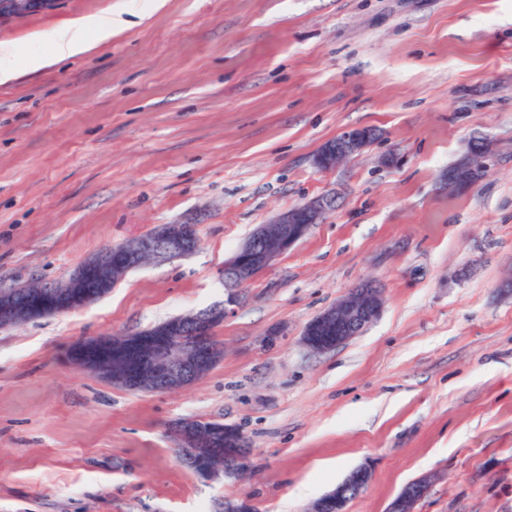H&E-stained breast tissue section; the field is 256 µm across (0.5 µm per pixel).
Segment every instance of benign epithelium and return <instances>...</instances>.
I'll return each instance as SVG.
<instances>
[{
  "label": "benign epithelium",
  "instance_id": "1",
  "mask_svg": "<svg viewBox=\"0 0 512 512\" xmlns=\"http://www.w3.org/2000/svg\"><path fill=\"white\" fill-rule=\"evenodd\" d=\"M56 0H0V21L39 8ZM380 137L372 128L347 130L326 142L316 156L319 168H336L347 158L369 148ZM485 147H470L464 161L448 170L445 186L462 192L475 184L474 170H487ZM333 206L321 196L277 214L255 231L224 262V304L205 312L179 315L166 322L136 331L117 342L110 336L86 339L71 349V357L82 371L94 373L114 386L129 391L157 393L176 391L198 380V370L216 366L224 357V346L212 343L214 330L241 303L245 288L280 255L302 240ZM197 234H188L182 224H162L149 233L100 251L82 261L68 278L53 285L46 295L30 291L26 301L11 290H0V324L15 326L23 318L34 319L46 312L60 313L85 308L116 287L126 274L148 261L163 262L193 254L199 247ZM382 293L378 285L365 281L336 305L313 318L303 331V343L323 353L360 335L380 315ZM175 438L178 461L206 481L238 477L250 455L244 435L234 426L216 420L185 419L169 427ZM224 450V467L213 464V456ZM371 470L361 466L344 482L314 502L310 512H347L353 494L365 489ZM428 482L421 479L404 487L388 512H414L426 495ZM224 512H255L249 497L224 500Z\"/></svg>",
  "mask_w": 512,
  "mask_h": 512
}]
</instances>
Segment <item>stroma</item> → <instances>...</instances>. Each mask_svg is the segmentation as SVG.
<instances>
[{
  "instance_id": "35a3bbf8",
  "label": "stroma",
  "mask_w": 512,
  "mask_h": 512,
  "mask_svg": "<svg viewBox=\"0 0 512 512\" xmlns=\"http://www.w3.org/2000/svg\"><path fill=\"white\" fill-rule=\"evenodd\" d=\"M105 12L111 39L51 59L61 26ZM2 51L0 289L162 224L200 246L0 328V512H309L365 465L347 512H387L420 478L415 512H512V0H57L0 23ZM362 127L380 139L316 166ZM474 140L488 170L450 192ZM323 195L334 209L246 288L198 382L133 392L70 361L79 340L222 303L243 240ZM366 280L378 319L307 349L306 324ZM187 418L241 430V478L177 461L168 427ZM379 137L380 133L372 128H355L344 131L321 147L316 156V164L324 170L334 169L347 158L365 151Z\"/></svg>"
}]
</instances>
